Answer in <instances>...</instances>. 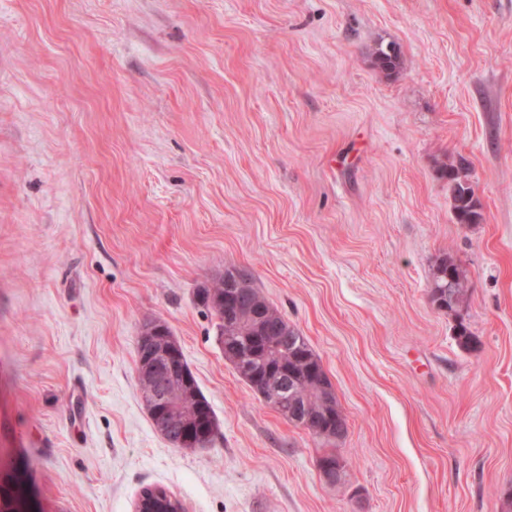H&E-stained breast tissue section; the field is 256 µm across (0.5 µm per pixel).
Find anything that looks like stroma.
Wrapping results in <instances>:
<instances>
[{
    "label": "stroma",
    "mask_w": 512,
    "mask_h": 512,
    "mask_svg": "<svg viewBox=\"0 0 512 512\" xmlns=\"http://www.w3.org/2000/svg\"><path fill=\"white\" fill-rule=\"evenodd\" d=\"M445 257L457 314L429 296ZM240 270L327 372L345 484L224 358L196 290ZM150 320L206 448L150 421ZM146 486L188 512H503L512 0H0V512H133ZM444 173L448 177V190L454 201L453 210L457 222L460 224L479 223L482 215L480 211H477V201L474 199V190L468 182L465 162L460 160L456 165H446ZM166 329L169 331L168 327ZM166 329L165 325L158 321H149L143 325L140 336H138L137 374L142 395L147 384L139 375L149 382L143 401L149 409H153V414L148 410L152 424L154 415L158 430L174 441L175 448H202L205 444L204 438H207L208 435H198V432L204 433L207 424L211 427L208 429L210 437L206 439V443L211 445L217 438L219 430L215 414L209 402L202 395L179 344L174 348L176 361L186 371V375L182 373V376H187L190 384L179 385L181 395L178 398L187 413L200 417L196 424V437L193 435L192 418L180 414L175 403L167 400V387L170 381L180 375V371L172 358L174 355L172 346L176 340L173 336H168Z\"/></svg>",
    "instance_id": "35a3bbf8"
}]
</instances>
